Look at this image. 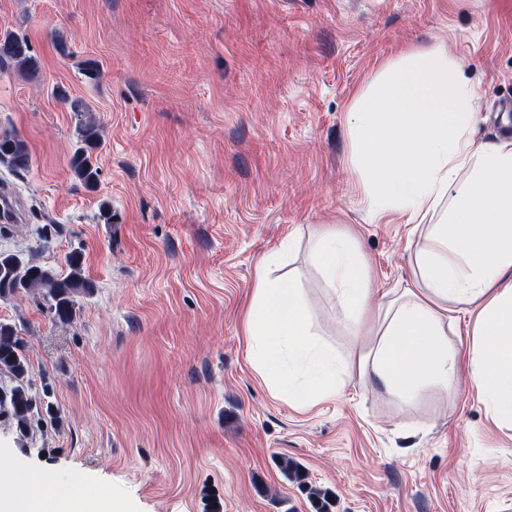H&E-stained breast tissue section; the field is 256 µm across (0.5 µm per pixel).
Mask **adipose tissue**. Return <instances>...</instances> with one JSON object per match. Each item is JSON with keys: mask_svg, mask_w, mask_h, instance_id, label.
Masks as SVG:
<instances>
[{"mask_svg": "<svg viewBox=\"0 0 512 512\" xmlns=\"http://www.w3.org/2000/svg\"><path fill=\"white\" fill-rule=\"evenodd\" d=\"M478 121L474 89L440 43L385 61L356 99L350 162L368 209L412 224V278L378 292L353 235L314 236L308 257L337 316L352 335L374 339L344 360L314 339L300 289L272 278L283 249L265 255L244 332L253 364L281 398L320 402L355 372L410 402L424 386L445 390L464 377L493 415L512 421V139L475 140ZM461 315L472 338L463 352L448 338ZM49 485L44 478L0 499V512H86L81 498L51 496Z\"/></svg>", "mask_w": 512, "mask_h": 512, "instance_id": "ef3b65f1", "label": "adipose tissue"}]
</instances>
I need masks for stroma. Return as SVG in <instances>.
I'll return each mask as SVG.
<instances>
[{"mask_svg":"<svg viewBox=\"0 0 512 512\" xmlns=\"http://www.w3.org/2000/svg\"><path fill=\"white\" fill-rule=\"evenodd\" d=\"M26 35L40 69L0 63V161L20 204L0 250L66 271L81 250L96 288L71 324L32 295L0 299L25 343L33 392L62 417L18 439L0 416V469L133 512H512V425L475 392L424 388L403 404L345 378L314 405L277 398L249 361L242 321L259 259L287 260L317 339L350 335L306 259L325 225L352 232L371 287L411 274V225L373 219L350 165L348 113L378 62L443 42L475 91L474 136L512 104V0H0V36ZM100 64L97 77L83 69ZM67 97L59 99L55 89ZM103 131L96 189L76 180V130ZM118 215L98 218L101 200ZM299 462L307 484L276 464ZM0 160L15 169H24L29 165V152L26 143L11 133L0 135Z\"/></svg>","mask_w":512,"mask_h":512,"instance_id":"35a3bbf8","label":"stroma"}]
</instances>
